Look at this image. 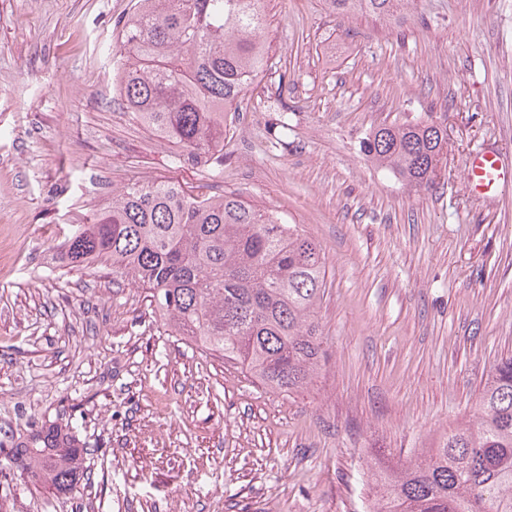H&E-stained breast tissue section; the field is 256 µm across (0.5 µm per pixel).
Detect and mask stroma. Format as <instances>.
<instances>
[{"label": "stroma", "instance_id": "35a3bbf8", "mask_svg": "<svg viewBox=\"0 0 512 512\" xmlns=\"http://www.w3.org/2000/svg\"><path fill=\"white\" fill-rule=\"evenodd\" d=\"M134 0H0V443L81 424V481L0 465V512H376V458L407 465L469 420L512 355V185L471 193L473 154L512 160V0H411L400 19L262 0L268 67L227 113L224 165L180 149L112 89ZM433 118L422 188L368 160L379 125ZM234 192L326 262L323 356L283 393L150 317L108 263L55 261L113 189Z\"/></svg>", "mask_w": 512, "mask_h": 512}]
</instances>
